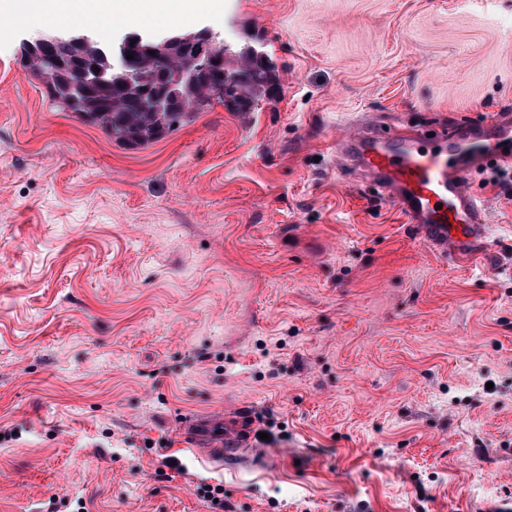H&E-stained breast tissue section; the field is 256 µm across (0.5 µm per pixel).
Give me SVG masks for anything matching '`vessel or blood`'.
I'll return each mask as SVG.
<instances>
[{"label":"vessel or blood","instance_id":"vessel-or-blood-1","mask_svg":"<svg viewBox=\"0 0 512 512\" xmlns=\"http://www.w3.org/2000/svg\"><path fill=\"white\" fill-rule=\"evenodd\" d=\"M331 146L346 164L402 216L419 239L440 254L491 250L484 202L466 184L477 167L512 166V114L493 112L461 124L399 130L377 125L337 135ZM244 431L213 435L205 451L220 458L244 448Z\"/></svg>","mask_w":512,"mask_h":512}]
</instances>
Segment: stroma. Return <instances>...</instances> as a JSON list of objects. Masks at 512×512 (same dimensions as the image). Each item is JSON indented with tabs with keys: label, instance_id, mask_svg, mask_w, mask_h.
I'll use <instances>...</instances> for the list:
<instances>
[{
	"label": "stroma",
	"instance_id": "obj_1",
	"mask_svg": "<svg viewBox=\"0 0 512 512\" xmlns=\"http://www.w3.org/2000/svg\"><path fill=\"white\" fill-rule=\"evenodd\" d=\"M275 64L146 146L59 110L0 16V512H512V181L494 245L441 256L336 172L346 125L512 113V0H219ZM254 414L224 458L188 419ZM178 460L177 467L165 457Z\"/></svg>",
	"mask_w": 512,
	"mask_h": 512
}]
</instances>
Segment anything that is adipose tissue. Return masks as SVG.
<instances>
[{
    "label": "adipose tissue",
    "mask_w": 512,
    "mask_h": 512,
    "mask_svg": "<svg viewBox=\"0 0 512 512\" xmlns=\"http://www.w3.org/2000/svg\"><path fill=\"white\" fill-rule=\"evenodd\" d=\"M196 0H0V13L44 24H75L117 14L147 17L195 11Z\"/></svg>",
    "instance_id": "obj_1"
}]
</instances>
